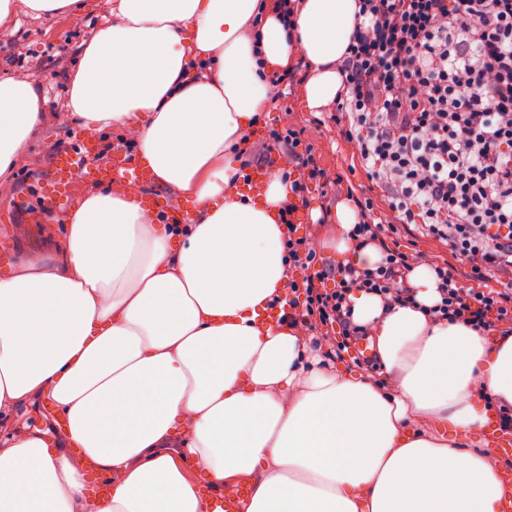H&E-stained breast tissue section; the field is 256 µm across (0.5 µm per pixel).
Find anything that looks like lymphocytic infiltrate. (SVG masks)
<instances>
[{
    "instance_id": "1",
    "label": "lymphocytic infiltrate",
    "mask_w": 512,
    "mask_h": 512,
    "mask_svg": "<svg viewBox=\"0 0 512 512\" xmlns=\"http://www.w3.org/2000/svg\"><path fill=\"white\" fill-rule=\"evenodd\" d=\"M360 16L340 63L343 87L331 104L366 177L385 192L390 220L376 221L371 198L347 186L358 222L355 250L375 246V264L324 263L298 233L299 204L324 172L295 125L270 133L288 159L287 319L314 332L333 357L367 333L349 296L380 297L384 311L416 306L405 279L418 256L392 249L399 229L416 227L436 244L429 267L440 300L431 321L512 333V0H358ZM461 269L449 266V259Z\"/></svg>"
}]
</instances>
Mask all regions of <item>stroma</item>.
<instances>
[{
  "label": "stroma",
  "instance_id": "1",
  "mask_svg": "<svg viewBox=\"0 0 512 512\" xmlns=\"http://www.w3.org/2000/svg\"><path fill=\"white\" fill-rule=\"evenodd\" d=\"M13 18L0 25V80L13 78L37 83L44 112L35 133L25 142L23 163L10 179L0 182V240L24 249L47 248L51 236L61 234L64 220L58 212L44 209L42 182L56 155L75 147L85 129L69 108V81L76 71L81 50L106 21L112 19L116 0H83L82 8L55 15L31 11L26 0H12ZM306 66L294 78L279 75L274 94L250 142L268 141L271 130L295 122L305 129L316 161L333 177L369 190L378 210H386L381 189L372 188L357 168L355 150L343 141L328 112L306 109L303 87ZM330 196L321 186L311 187L304 206V231L324 257H333L338 235L335 213L328 210Z\"/></svg>",
  "mask_w": 512,
  "mask_h": 512
}]
</instances>
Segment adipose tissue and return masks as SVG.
Masks as SVG:
<instances>
[{"mask_svg": "<svg viewBox=\"0 0 512 512\" xmlns=\"http://www.w3.org/2000/svg\"><path fill=\"white\" fill-rule=\"evenodd\" d=\"M259 0H119L84 46L70 108L85 128H132L153 182L194 204L161 224L129 192H92L48 252L0 278V415L51 402L55 436L0 428V512H210L199 489L248 482L245 512H501L512 468L485 441L512 406V334L433 323L418 307L351 297L390 383L307 370L310 338L282 319L280 206L288 183L239 191L233 152L268 105L269 73L309 65V109L329 105L357 0H305L294 26ZM259 30H251L254 16ZM205 62L193 78L188 63ZM41 118L36 83L0 80V176ZM96 464L110 496L88 493Z\"/></svg>", "mask_w": 512, "mask_h": 512, "instance_id": "adipose-tissue-1", "label": "adipose tissue"}]
</instances>
